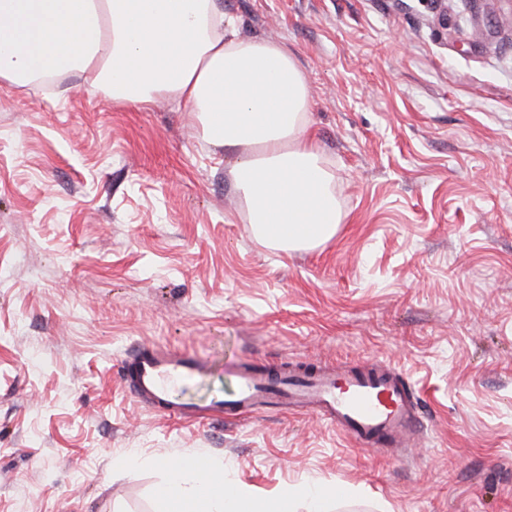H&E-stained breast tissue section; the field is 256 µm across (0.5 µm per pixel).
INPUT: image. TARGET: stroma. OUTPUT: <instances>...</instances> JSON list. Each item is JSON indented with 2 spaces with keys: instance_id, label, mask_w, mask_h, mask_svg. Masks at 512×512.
I'll list each match as a JSON object with an SVG mask.
<instances>
[{
  "instance_id": "1",
  "label": "stroma",
  "mask_w": 512,
  "mask_h": 512,
  "mask_svg": "<svg viewBox=\"0 0 512 512\" xmlns=\"http://www.w3.org/2000/svg\"><path fill=\"white\" fill-rule=\"evenodd\" d=\"M303 65L343 219L254 237L188 107L113 105L93 73L0 88V512H172L192 459L258 512H512V0H223ZM396 365L422 418L398 459L315 412L186 423L140 404V346Z\"/></svg>"
}]
</instances>
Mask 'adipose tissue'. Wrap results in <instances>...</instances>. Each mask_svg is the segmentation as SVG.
I'll use <instances>...</instances> for the list:
<instances>
[{"instance_id":"obj_1","label":"adipose tissue","mask_w":512,"mask_h":512,"mask_svg":"<svg viewBox=\"0 0 512 512\" xmlns=\"http://www.w3.org/2000/svg\"><path fill=\"white\" fill-rule=\"evenodd\" d=\"M92 72L121 106L190 107L232 167L255 234L282 250L331 240L342 212L311 133L305 72L287 46L238 34L221 0H0V86ZM185 461L161 495L179 512H256Z\"/></svg>"}]
</instances>
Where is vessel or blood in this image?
I'll return each mask as SVG.
<instances>
[{
  "label": "vessel or blood",
  "instance_id": "obj_1",
  "mask_svg": "<svg viewBox=\"0 0 512 512\" xmlns=\"http://www.w3.org/2000/svg\"><path fill=\"white\" fill-rule=\"evenodd\" d=\"M206 369L205 361L189 352L149 347L137 349L122 374L138 401L185 422L235 420L256 407L286 402L316 409L364 448L382 445L395 452L416 436L418 404L401 372L388 364L344 373L327 365L313 370L288 365L273 378L239 363L233 367L237 387L228 398L204 404L183 398V386Z\"/></svg>",
  "mask_w": 512,
  "mask_h": 512
}]
</instances>
